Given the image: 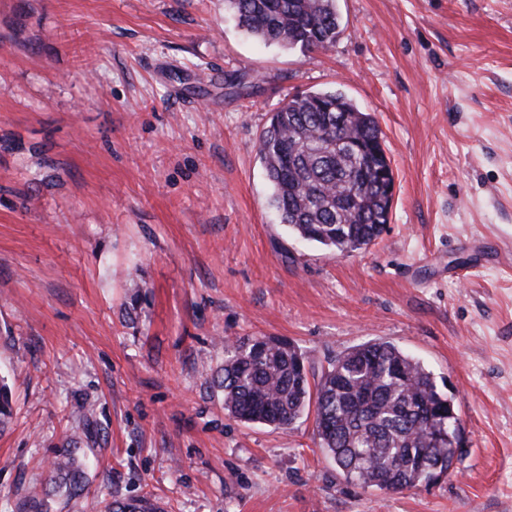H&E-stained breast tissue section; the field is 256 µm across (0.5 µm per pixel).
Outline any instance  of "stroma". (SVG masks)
<instances>
[{"instance_id": "35a3bbf8", "label": "stroma", "mask_w": 512, "mask_h": 512, "mask_svg": "<svg viewBox=\"0 0 512 512\" xmlns=\"http://www.w3.org/2000/svg\"><path fill=\"white\" fill-rule=\"evenodd\" d=\"M300 53L224 0H0V507L94 409L91 487L167 512H512V0H339ZM377 120L386 231L339 255L287 234L258 145L282 100ZM144 297L129 313L131 282ZM316 364L371 340L452 396L466 451L430 489L348 484L313 418L227 416L225 340Z\"/></svg>"}]
</instances>
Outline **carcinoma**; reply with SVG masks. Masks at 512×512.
Listing matches in <instances>:
<instances>
[{
  "label": "carcinoma",
  "instance_id": "cac0c4a2",
  "mask_svg": "<svg viewBox=\"0 0 512 512\" xmlns=\"http://www.w3.org/2000/svg\"><path fill=\"white\" fill-rule=\"evenodd\" d=\"M238 25L271 44L302 52L329 47L341 16L336 0H224ZM273 192L270 205L288 234L329 251L361 250L389 222L393 174L375 118L345 95L310 92L281 102L259 141ZM224 411L243 424L287 428L314 411L320 447L347 483L385 491L420 489L448 476L452 399L419 361L390 342L372 340L320 368L289 342L264 336L224 349L212 376ZM13 415L0 377V431ZM80 437L55 447L48 477L17 512H51L57 500L90 484ZM105 512H162L150 498H114Z\"/></svg>",
  "mask_w": 512,
  "mask_h": 512
}]
</instances>
